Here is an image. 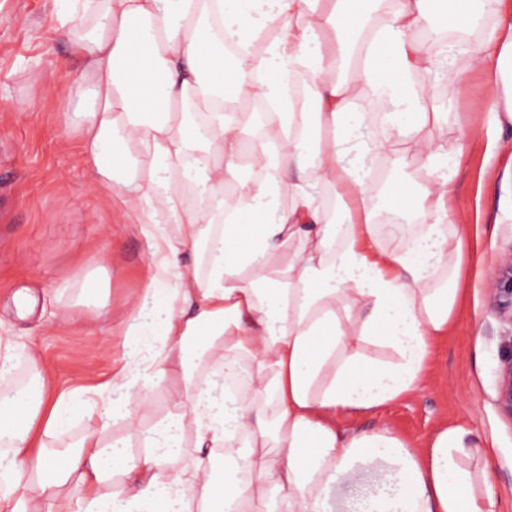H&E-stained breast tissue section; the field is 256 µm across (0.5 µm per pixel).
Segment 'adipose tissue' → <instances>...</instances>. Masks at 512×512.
Returning <instances> with one entry per match:
<instances>
[{"label":"adipose tissue","instance_id":"ef3b65f1","mask_svg":"<svg viewBox=\"0 0 512 512\" xmlns=\"http://www.w3.org/2000/svg\"><path fill=\"white\" fill-rule=\"evenodd\" d=\"M80 2L85 30L70 51L94 99L81 133L97 179L142 226L150 287L130 310L119 380L86 398L76 444L37 445L73 398L0 394V512H36L37 499L54 512H496L488 472L459 461L467 431L444 427L416 447L336 419L414 391L463 297L467 230L447 138L418 144L435 176L417 201L392 200L427 223L401 249L366 253L381 201L362 158L402 162L389 138L368 136V119L388 98L406 131L444 128L412 77L433 73L445 97L473 67L504 86L488 112L512 117L502 0H453L439 13L431 0ZM451 25L484 31L463 67L435 64L412 37ZM191 97L207 134L186 123ZM251 101L271 106L276 137L245 159ZM187 186L199 205H184ZM323 187L336 211L320 205ZM200 251L205 265L188 262ZM365 344L392 359L368 357ZM171 374L160 416L151 390ZM112 424L141 433L139 453L104 445Z\"/></svg>","mask_w":512,"mask_h":512}]
</instances>
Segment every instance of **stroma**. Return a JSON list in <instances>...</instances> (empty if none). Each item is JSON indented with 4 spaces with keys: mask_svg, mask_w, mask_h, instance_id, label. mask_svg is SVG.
Wrapping results in <instances>:
<instances>
[{
    "mask_svg": "<svg viewBox=\"0 0 512 512\" xmlns=\"http://www.w3.org/2000/svg\"><path fill=\"white\" fill-rule=\"evenodd\" d=\"M78 0H0V337L36 349L47 390L60 395L111 385L123 364L128 309L148 284L147 246L110 187L99 184L80 137L92 94L75 84L69 53L73 25L60 17ZM499 87L475 68L453 98H435L447 113L456 221L470 229L464 300L448 341L434 347L418 391L363 415L340 417L351 432L389 428L417 446L437 429L460 427L475 439L466 464L488 468L501 512H512V418L496 404L500 352L512 327L490 306L488 284L512 253V124L489 128L486 104ZM405 168L387 170L385 191H415L429 167L414 138L379 124ZM36 300L18 316L14 298Z\"/></svg>",
    "mask_w": 512,
    "mask_h": 512,
    "instance_id": "obj_1",
    "label": "stroma"
}]
</instances>
